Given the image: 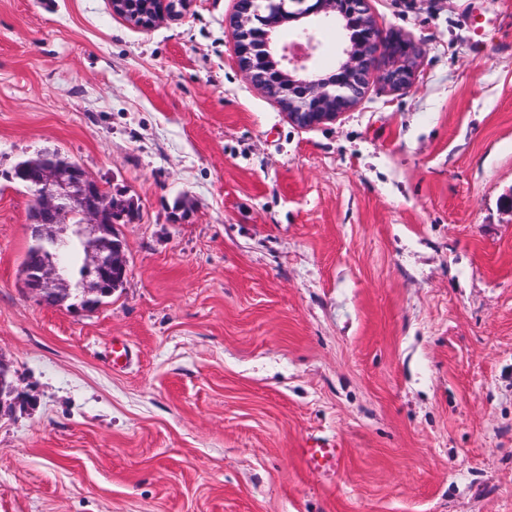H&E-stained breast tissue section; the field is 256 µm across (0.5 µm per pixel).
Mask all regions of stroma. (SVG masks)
I'll use <instances>...</instances> for the list:
<instances>
[{
    "label": "stroma",
    "mask_w": 512,
    "mask_h": 512,
    "mask_svg": "<svg viewBox=\"0 0 512 512\" xmlns=\"http://www.w3.org/2000/svg\"><path fill=\"white\" fill-rule=\"evenodd\" d=\"M235 5L0 0V512H512V0H369L413 81L310 128ZM41 151L138 210L90 313L19 285ZM187 0H113V11L136 26L151 27L157 20L166 16H176L185 9ZM344 457L342 448H300V458L308 469L338 466Z\"/></svg>",
    "instance_id": "35a3bbf8"
}]
</instances>
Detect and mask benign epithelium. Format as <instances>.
Listing matches in <instances>:
<instances>
[{
	"mask_svg": "<svg viewBox=\"0 0 512 512\" xmlns=\"http://www.w3.org/2000/svg\"><path fill=\"white\" fill-rule=\"evenodd\" d=\"M237 0L229 19L235 40L237 65L245 79L276 99L288 110V119L312 127L336 119L361 97L380 58L387 64L381 80L394 89L411 83L414 49L399 37L383 38L369 12L368 0ZM113 11L142 28L166 16H176L187 0H111ZM293 40L276 48L275 37L285 23ZM337 24L345 40L336 46V59L327 73H308V62L319 49L321 26ZM13 178L30 183L34 195L31 237L37 245L33 261L22 267L23 288L47 304L68 295L58 271L63 263L57 239L49 228L73 220L74 234L83 246L81 275L88 280L82 289L83 303L99 295L109 284L125 279L127 266L122 245L112 241L114 225L135 218L130 204L118 200L80 165L61 167L45 157ZM16 387L8 366L0 363V403Z\"/></svg>",
	"mask_w": 512,
	"mask_h": 512,
	"instance_id": "1",
	"label": "benign epithelium"
}]
</instances>
